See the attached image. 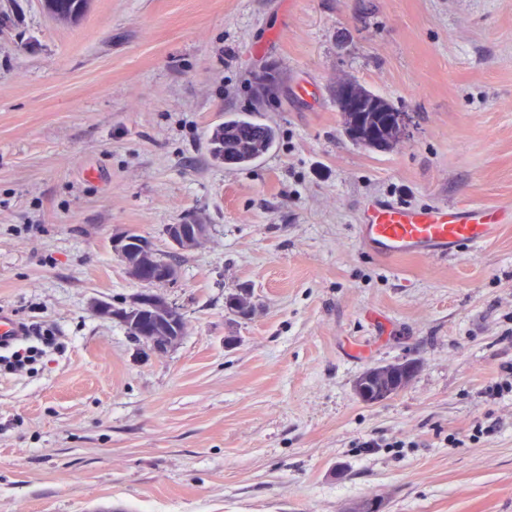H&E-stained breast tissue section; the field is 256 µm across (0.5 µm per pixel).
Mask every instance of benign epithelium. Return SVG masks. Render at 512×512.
<instances>
[{"instance_id":"obj_1","label":"benign epithelium","mask_w":512,"mask_h":512,"mask_svg":"<svg viewBox=\"0 0 512 512\" xmlns=\"http://www.w3.org/2000/svg\"><path fill=\"white\" fill-rule=\"evenodd\" d=\"M336 99L342 112L363 111V99L346 83L336 87ZM207 234L206 224H170L166 228L171 245L183 252L197 249ZM111 246L129 276L141 286L140 292L122 310L96 297L91 299V305L100 316L115 318L130 326L136 338L146 343L152 352H167L178 340L171 332L177 329L182 314L166 300L161 289L175 281L178 273L158 260V253L147 240L129 232L112 235Z\"/></svg>"}]
</instances>
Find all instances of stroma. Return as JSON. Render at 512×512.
I'll return each instance as SVG.
<instances>
[{
    "instance_id": "35a3bbf8",
    "label": "stroma",
    "mask_w": 512,
    "mask_h": 512,
    "mask_svg": "<svg viewBox=\"0 0 512 512\" xmlns=\"http://www.w3.org/2000/svg\"><path fill=\"white\" fill-rule=\"evenodd\" d=\"M342 81L405 114L393 149L346 136ZM228 112L276 130L250 165L211 158ZM373 199L512 207V0H0V311L62 345L0 372V512H512V223L378 257ZM127 230L176 256L162 356L90 304L139 292ZM90 0H41L43 10L54 20L63 23L79 21ZM208 227L204 224H170L166 235L171 245L178 251H193L206 240Z\"/></svg>"
}]
</instances>
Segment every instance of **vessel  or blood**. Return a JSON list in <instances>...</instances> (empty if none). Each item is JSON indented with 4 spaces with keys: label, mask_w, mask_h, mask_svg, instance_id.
Listing matches in <instances>:
<instances>
[{
    "label": "vessel or blood",
    "mask_w": 512,
    "mask_h": 512,
    "mask_svg": "<svg viewBox=\"0 0 512 512\" xmlns=\"http://www.w3.org/2000/svg\"><path fill=\"white\" fill-rule=\"evenodd\" d=\"M512 223V208L492 203L405 207L385 200L369 201L357 227L360 245L384 257H446L462 247L488 241L500 227ZM26 334L23 324L0 312V349Z\"/></svg>",
    "instance_id": "vessel-or-blood-1"
}]
</instances>
